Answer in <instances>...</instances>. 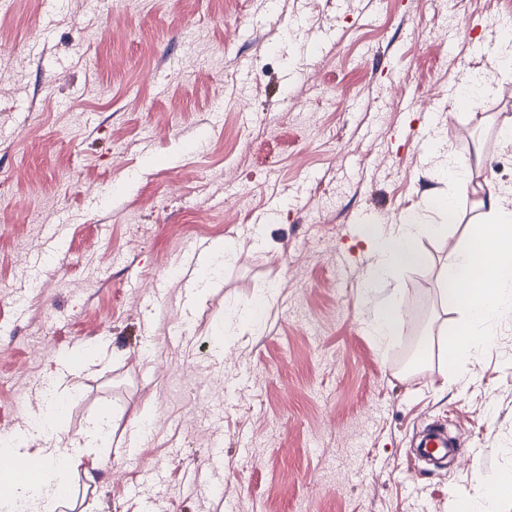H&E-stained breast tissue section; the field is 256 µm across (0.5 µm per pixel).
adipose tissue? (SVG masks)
I'll list each match as a JSON object with an SVG mask.
<instances>
[{"mask_svg":"<svg viewBox=\"0 0 512 512\" xmlns=\"http://www.w3.org/2000/svg\"><path fill=\"white\" fill-rule=\"evenodd\" d=\"M484 210L481 223L468 229L464 246L442 266V294L466 316L464 326L441 348L444 374H454L462 352L478 349L486 334L485 323L500 312L504 299L512 297V199L499 190L478 199ZM439 224L418 223L406 215L390 233L369 228L363 233L374 257L369 277L378 282L393 272L420 266L427 257L419 247L421 237L442 234ZM112 444V423L100 414L68 447L27 448L24 440L0 438V457L37 461L36 478L21 480L0 467V512H50L70 486V477L83 465L88 449Z\"/></svg>","mask_w":512,"mask_h":512,"instance_id":"adipose-tissue-1","label":"adipose tissue"}]
</instances>
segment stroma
<instances>
[{
    "label": "stroma",
    "instance_id": "35a3bbf8",
    "mask_svg": "<svg viewBox=\"0 0 512 512\" xmlns=\"http://www.w3.org/2000/svg\"><path fill=\"white\" fill-rule=\"evenodd\" d=\"M508 21L512 0H0V436L87 350L58 427L109 411L113 446L78 472L80 512H454L512 471V309L460 379L425 347L463 320L439 272L474 189L512 184V69L471 49ZM476 69L492 92L458 101ZM406 213L448 232L386 284L383 344L362 226ZM215 240L235 257L189 295ZM432 423L467 458L419 460ZM400 319L398 302L395 298L379 301L375 304L373 315V329L380 341L390 340L394 335V328Z\"/></svg>",
    "mask_w": 512,
    "mask_h": 512
}]
</instances>
